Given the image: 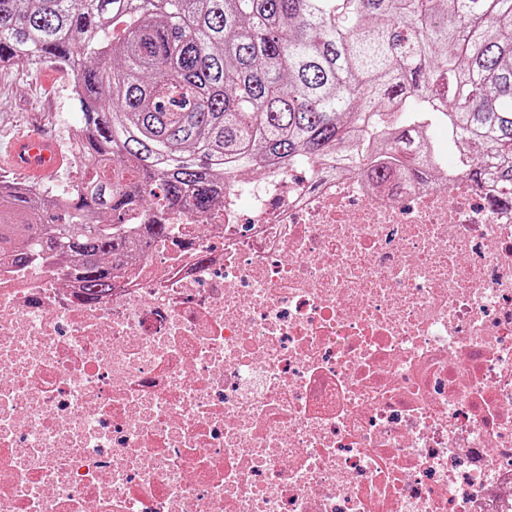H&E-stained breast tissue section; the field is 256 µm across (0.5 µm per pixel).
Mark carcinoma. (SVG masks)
<instances>
[{"label":"carcinoma","instance_id":"1","mask_svg":"<svg viewBox=\"0 0 512 512\" xmlns=\"http://www.w3.org/2000/svg\"><path fill=\"white\" fill-rule=\"evenodd\" d=\"M17 56L72 71L92 177L1 179L0 255L67 258L89 300L134 232L206 216L258 157L364 161L381 195L437 169L440 122L459 173L512 196V0H0V63Z\"/></svg>","mask_w":512,"mask_h":512}]
</instances>
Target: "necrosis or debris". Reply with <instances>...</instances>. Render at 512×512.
I'll return each instance as SVG.
<instances>
[{
	"mask_svg": "<svg viewBox=\"0 0 512 512\" xmlns=\"http://www.w3.org/2000/svg\"><path fill=\"white\" fill-rule=\"evenodd\" d=\"M234 180L96 302L0 259V512H512V202Z\"/></svg>",
	"mask_w": 512,
	"mask_h": 512,
	"instance_id": "obj_1",
	"label": "necrosis or debris"
}]
</instances>
